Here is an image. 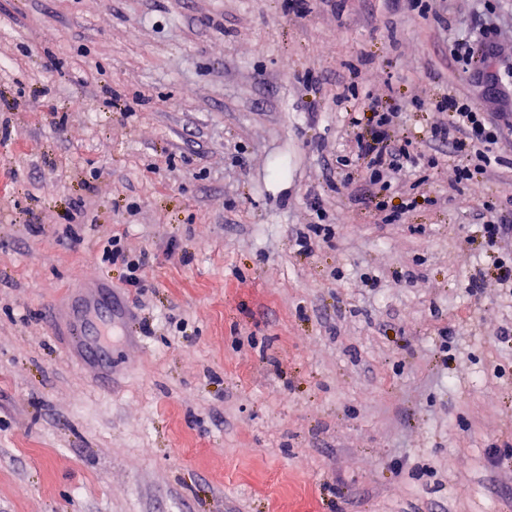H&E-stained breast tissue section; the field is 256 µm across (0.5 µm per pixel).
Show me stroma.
<instances>
[{
  "label": "stroma",
  "instance_id": "obj_1",
  "mask_svg": "<svg viewBox=\"0 0 512 512\" xmlns=\"http://www.w3.org/2000/svg\"><path fill=\"white\" fill-rule=\"evenodd\" d=\"M431 5L0 0V512H512V139L462 186L428 141L443 94L501 110L449 39L512 69V0ZM365 94L441 159L392 224L336 165ZM92 283L108 388L51 327ZM122 239V233H113L103 240L101 261L110 264L121 262L127 271L126 285L139 287L144 280L146 268L149 264L148 254L140 252L139 255H132L126 251Z\"/></svg>",
  "mask_w": 512,
  "mask_h": 512
}]
</instances>
